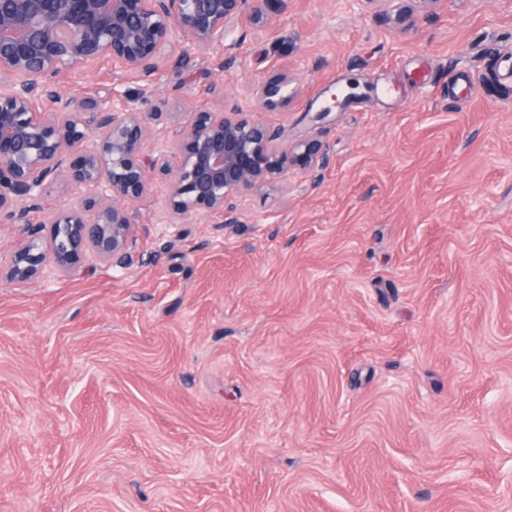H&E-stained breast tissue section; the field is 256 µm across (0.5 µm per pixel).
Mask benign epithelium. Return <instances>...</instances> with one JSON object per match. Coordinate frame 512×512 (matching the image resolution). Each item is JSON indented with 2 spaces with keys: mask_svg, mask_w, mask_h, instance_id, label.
I'll use <instances>...</instances> for the list:
<instances>
[{
  "mask_svg": "<svg viewBox=\"0 0 512 512\" xmlns=\"http://www.w3.org/2000/svg\"><path fill=\"white\" fill-rule=\"evenodd\" d=\"M270 0H0V223L27 224L44 208L59 177L87 194L52 215L51 246L33 234L14 254L7 280L29 283L48 266L68 272L92 253L125 268L136 239L130 203L155 172L172 175L175 214L223 212L236 220L235 197L258 192L288 169L308 173L326 161L314 139L283 150L279 132L239 108L141 112L124 92L93 101L65 98L48 78L103 59L130 75L151 76L167 59L187 57V42L206 49L226 41L243 20L263 28ZM297 78L284 70L252 86L265 108L288 105ZM173 128L157 155L143 152L152 123Z\"/></svg>",
  "mask_w": 512,
  "mask_h": 512,
  "instance_id": "obj_1",
  "label": "benign epithelium"
}]
</instances>
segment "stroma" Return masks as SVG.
<instances>
[{
  "label": "stroma",
  "instance_id": "obj_1",
  "mask_svg": "<svg viewBox=\"0 0 512 512\" xmlns=\"http://www.w3.org/2000/svg\"><path fill=\"white\" fill-rule=\"evenodd\" d=\"M392 8L288 0L144 80L52 77L236 106L329 161L232 224L171 213L156 176L126 268L0 282V512H512V0ZM283 66L298 94L262 108ZM30 218L0 223L1 269L49 240Z\"/></svg>",
  "mask_w": 512,
  "mask_h": 512
}]
</instances>
